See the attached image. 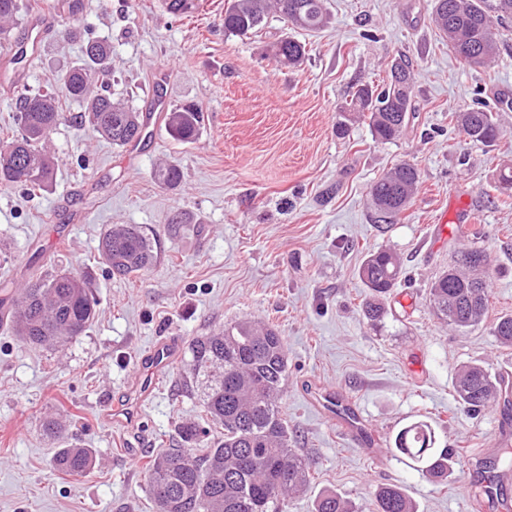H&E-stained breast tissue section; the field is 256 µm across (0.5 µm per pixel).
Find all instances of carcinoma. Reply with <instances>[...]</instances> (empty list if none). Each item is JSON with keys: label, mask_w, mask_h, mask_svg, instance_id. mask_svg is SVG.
I'll use <instances>...</instances> for the list:
<instances>
[{"label": "carcinoma", "mask_w": 512, "mask_h": 512, "mask_svg": "<svg viewBox=\"0 0 512 512\" xmlns=\"http://www.w3.org/2000/svg\"><path fill=\"white\" fill-rule=\"evenodd\" d=\"M296 29L317 31L329 23L325 0H231L224 11V32L246 36L261 29L270 11ZM21 11L20 0H0V34ZM512 17V0H434L431 21L448 41V48L468 65L490 63L498 52L494 23ZM269 55L278 66L303 64L306 45L284 35L271 43ZM111 43L102 37L86 40L81 57L61 78L62 93H28L19 97L17 132L0 148V186H25L35 193L45 190L54 174V163L44 141L67 120L61 98L82 103L79 123L124 147L142 138L140 113L112 97L109 61ZM413 110L409 62L399 59L389 69L380 91L359 88L341 106L336 133L344 135L363 119L373 137L388 142L406 128ZM202 111L194 105L167 114L166 130L183 143L193 140ZM458 126L470 142L497 145L501 130L493 113L470 108L456 115ZM155 179L170 188L183 173L176 164L160 168ZM420 181L417 167L401 163L371 187L377 221L392 224L410 203ZM112 274L139 276L158 260L154 237L139 225L109 228L99 243ZM402 265L397 254L379 249L367 254L359 277L367 289L363 303L372 321L386 313L385 301L400 282ZM491 264L480 248L461 252L454 265L440 274L429 289L433 313L459 331L479 326L489 313ZM96 316L91 282L72 273L39 275L15 295L6 320L15 335L33 347H62L81 335ZM492 335L503 347H512V314L498 317ZM191 376L185 387L199 393L211 423L224 436L211 441L208 431L194 422L179 427L183 447L160 452L145 470V479L156 512H283L290 493H304L311 483L309 463L290 447L288 425L277 404L288 368L285 342L277 328L259 321L242 320L189 346ZM457 401L476 415L500 398L504 404L512 382L479 362L460 366L453 378ZM392 451L405 458L422 477L448 479L460 463L453 448L436 447V432L426 420H416L398 431ZM203 448L201 455L196 448ZM89 448L68 444L52 459L53 467L81 476L92 466ZM375 512H416L405 489L383 485L374 494ZM313 512H354L352 503L335 491H323L314 500Z\"/></svg>", "instance_id": "1"}]
</instances>
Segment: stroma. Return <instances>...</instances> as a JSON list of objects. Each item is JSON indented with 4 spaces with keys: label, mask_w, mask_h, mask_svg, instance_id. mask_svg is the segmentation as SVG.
<instances>
[{
    "label": "stroma",
    "mask_w": 512,
    "mask_h": 512,
    "mask_svg": "<svg viewBox=\"0 0 512 512\" xmlns=\"http://www.w3.org/2000/svg\"><path fill=\"white\" fill-rule=\"evenodd\" d=\"M54 14L38 52L20 62L25 89L44 91L80 55L83 41L112 43V89L150 120L138 144H112L72 122L48 137L52 183L38 196L0 188V297L31 275L87 273L97 316L59 349L33 348L0 323V512H155L147 463L180 446L182 422H205L189 395L188 347L196 336L252 319L283 336L288 372L279 406L292 446L311 466L313 490L285 512H312L316 492L333 490L358 512H373L386 484L405 488L417 512H469L462 471L439 483L389 450L423 419L440 445L475 456L500 448L501 408L472 416L452 381L463 363L512 373V348L490 320L512 314V196L497 175L512 164V19L498 24L490 66L461 62L431 22L432 0H327L330 22L296 31L307 59L279 67L269 45L287 32L278 16L245 37L224 33L230 0H198L185 14L163 0H37ZM409 60L415 115L403 135L376 140L368 125L335 133L336 113L363 85H380L391 63ZM482 103L495 114L496 147L471 143L453 113ZM203 114L192 142L174 141L166 112L185 104ZM414 164L420 183L394 224L374 222L370 185L397 163ZM178 165L181 184L160 186L155 170ZM186 223H175L176 215ZM142 226L158 243L155 266L113 276L99 253L107 225ZM397 252L406 280L381 322L362 311L358 270L378 248ZM491 257L488 322L459 332L432 313L428 292L458 251ZM179 340L172 364L135 428L113 425L104 407L121 400L138 357L165 337ZM313 383L355 399L369 440L344 438L307 401ZM57 419L59 437L44 429ZM90 448L82 476L56 471L57 448Z\"/></svg>",
    "instance_id": "obj_1"
}]
</instances>
